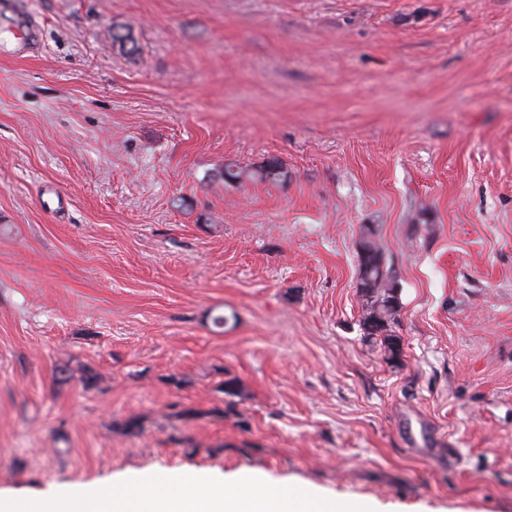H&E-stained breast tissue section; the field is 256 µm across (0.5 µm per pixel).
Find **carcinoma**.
<instances>
[{"label": "carcinoma", "mask_w": 512, "mask_h": 512, "mask_svg": "<svg viewBox=\"0 0 512 512\" xmlns=\"http://www.w3.org/2000/svg\"><path fill=\"white\" fill-rule=\"evenodd\" d=\"M218 177L228 183H241L256 178L260 181L280 182L285 174L273 172L261 166L257 176L253 177L242 168L228 164L218 171ZM362 249L365 256L358 257L359 273L367 274L369 291L361 292L363 316L361 325L364 335L385 346L389 353H394L397 337L390 333V323L399 310V305L392 303V291L398 285L395 271L387 265L384 252L373 238L363 240Z\"/></svg>", "instance_id": "1"}]
</instances>
